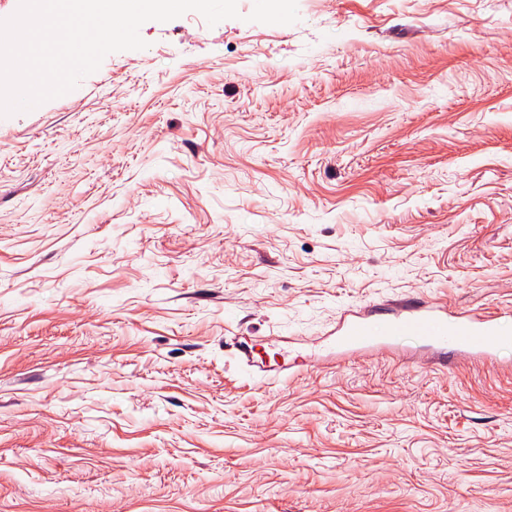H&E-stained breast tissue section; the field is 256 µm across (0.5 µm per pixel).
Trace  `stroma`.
Returning a JSON list of instances; mask_svg holds the SVG:
<instances>
[{
  "label": "stroma",
  "instance_id": "1",
  "mask_svg": "<svg viewBox=\"0 0 512 512\" xmlns=\"http://www.w3.org/2000/svg\"><path fill=\"white\" fill-rule=\"evenodd\" d=\"M253 7L0 117V512H512V348L323 350L512 334V0ZM336 354L391 348L396 338L415 336L440 355L487 358L507 338L497 313L448 315L444 305L405 297L375 310L349 311L337 321Z\"/></svg>",
  "mask_w": 512,
  "mask_h": 512
}]
</instances>
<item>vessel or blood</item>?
Returning a JSON list of instances; mask_svg holds the SVG:
<instances>
[{"mask_svg": "<svg viewBox=\"0 0 512 512\" xmlns=\"http://www.w3.org/2000/svg\"><path fill=\"white\" fill-rule=\"evenodd\" d=\"M413 336L440 355L487 358L504 343L497 313L449 314L446 306L405 297L375 310L349 311L336 325L337 353L392 347L396 338Z\"/></svg>", "mask_w": 512, "mask_h": 512, "instance_id": "obj_1", "label": "vessel or blood"}]
</instances>
